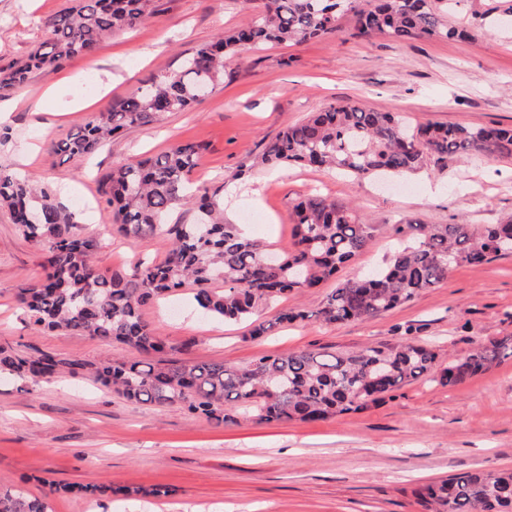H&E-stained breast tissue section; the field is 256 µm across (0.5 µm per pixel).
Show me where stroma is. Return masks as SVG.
I'll return each instance as SVG.
<instances>
[{
	"label": "stroma",
	"instance_id": "obj_1",
	"mask_svg": "<svg viewBox=\"0 0 512 512\" xmlns=\"http://www.w3.org/2000/svg\"><path fill=\"white\" fill-rule=\"evenodd\" d=\"M487 0H462L453 19L468 38L395 41L353 34L352 18L336 37L302 45L243 47L224 75L190 111L152 125H133L88 157L54 154V142L92 112L127 98L184 53L235 30L255 13L241 0H157L135 29L104 40L51 73L0 94V126L14 138L0 145V168L60 190L82 231L103 245L100 273L162 259L159 237L125 238L113 230L100 179L113 166L186 143L203 144L195 186H228L224 221L280 252L291 248L293 206L320 195L354 208L381 230L336 277L278 306L318 309L337 282L389 259V227L402 224H496L512 216V160L427 158L422 169L382 186L370 176H343L295 164L256 166L265 145L308 113L336 103L364 104L401 115L410 126L512 125V25L481 23ZM69 0H0V64L24 59ZM76 99L83 108H73ZM251 167L245 184L236 172ZM39 254L0 207V346L21 353L138 360L117 344L40 331L17 293L41 273ZM169 344L188 345L196 361L245 366L263 354L307 349L354 351L401 338L406 327L436 345L438 362L479 342L512 336V256L455 267L447 281L365 321L324 325L311 319L271 336L250 338L243 323L201 315L189 294L142 310ZM512 468V357L457 387L416 381L385 402L323 421L216 428L178 407L129 402L90 380L63 376L38 384L0 381V484L46 497L48 512H415L411 490L472 470ZM98 480L115 486L167 488L166 496L87 499L49 494L48 484Z\"/></svg>",
	"mask_w": 512,
	"mask_h": 512
}]
</instances>
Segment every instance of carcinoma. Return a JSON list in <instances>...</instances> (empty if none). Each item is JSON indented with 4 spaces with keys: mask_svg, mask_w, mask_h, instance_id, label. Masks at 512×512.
<instances>
[{
    "mask_svg": "<svg viewBox=\"0 0 512 512\" xmlns=\"http://www.w3.org/2000/svg\"><path fill=\"white\" fill-rule=\"evenodd\" d=\"M461 2L376 0L373 8L362 9L357 0H244L256 11L250 24L197 45L178 69L93 113L53 150L86 156L129 126L184 112L199 100L200 86L219 81L229 53L245 45L336 36L349 13L360 37L387 32L401 42L462 39L467 31L451 23ZM155 11L151 0H74L50 20L44 40L26 60L0 66V90L24 84L34 70L58 69L76 55L92 54L102 40L137 26ZM500 15L512 17V0H490L480 18L493 22ZM203 151L197 143L176 145L152 157L132 158L104 177L105 203L119 232L169 241L161 261L109 276L92 264L101 240L78 233L77 222L57 201L55 187L0 168V206L9 209L13 223L41 258L43 274L27 282L18 296L32 326L121 344L146 355L160 353L166 343L143 319L142 308L188 286L204 316L247 322L250 338L258 339L311 318L328 325L375 318L442 284L458 265L512 254V216L498 224H393V235L408 243L399 245L385 267L338 282L314 312L286 306L261 320L262 306L290 293L309 292L335 275L370 244L379 225L365 223L353 209L334 201L303 200L294 207L293 247L269 262V245L244 236L236 224L224 223L219 190L189 186ZM428 156L512 159V128L428 124L410 132L399 115L345 103L286 127L262 151L260 163L266 168L287 163L334 167L348 176L401 175L420 169ZM182 206L198 211L196 223H168ZM412 335L408 328L404 338L351 352L264 354L242 367L191 360L90 362L1 346L0 374L33 382L44 373L53 379L81 376L131 402L177 406L222 428L243 420L305 422L361 412L409 382L426 378L454 387L512 356V337L490 340L442 367L433 346ZM74 489L89 497L166 495L161 488L95 481L76 487L48 483L50 495ZM411 495L417 512H512V469L461 472L418 486ZM0 512H48V505L21 491L0 489Z\"/></svg>",
    "mask_w": 512,
    "mask_h": 512,
    "instance_id": "carcinoma-1",
    "label": "carcinoma"
}]
</instances>
